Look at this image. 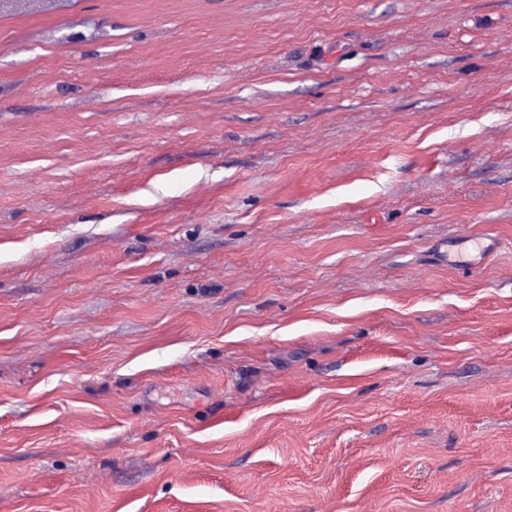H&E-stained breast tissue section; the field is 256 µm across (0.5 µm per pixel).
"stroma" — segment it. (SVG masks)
Here are the masks:
<instances>
[{"label": "stroma", "mask_w": 512, "mask_h": 512, "mask_svg": "<svg viewBox=\"0 0 512 512\" xmlns=\"http://www.w3.org/2000/svg\"><path fill=\"white\" fill-rule=\"evenodd\" d=\"M0 512H512V0L0 5Z\"/></svg>", "instance_id": "stroma-1"}]
</instances>
